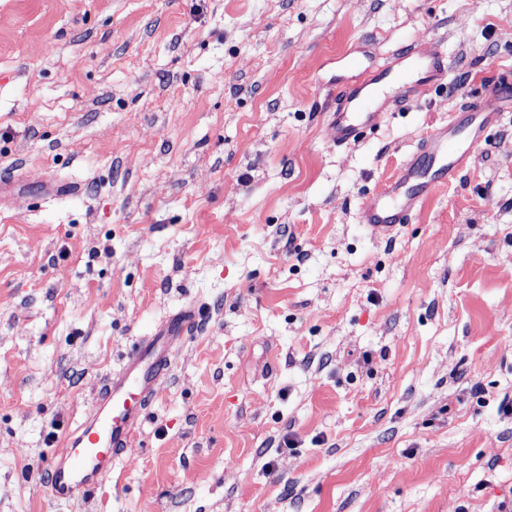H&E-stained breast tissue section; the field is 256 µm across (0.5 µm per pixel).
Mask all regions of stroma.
I'll use <instances>...</instances> for the list:
<instances>
[{
    "label": "stroma",
    "instance_id": "obj_1",
    "mask_svg": "<svg viewBox=\"0 0 512 512\" xmlns=\"http://www.w3.org/2000/svg\"><path fill=\"white\" fill-rule=\"evenodd\" d=\"M411 42L447 85L330 146L347 58ZM504 65L512 0H0V512H92L48 458L187 306L99 512L512 508V114L411 223L359 221Z\"/></svg>",
    "mask_w": 512,
    "mask_h": 512
}]
</instances>
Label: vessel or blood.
Masks as SVG:
<instances>
[{
    "label": "vessel or blood",
    "instance_id": "b4317fda",
    "mask_svg": "<svg viewBox=\"0 0 512 512\" xmlns=\"http://www.w3.org/2000/svg\"><path fill=\"white\" fill-rule=\"evenodd\" d=\"M350 65L363 79L337 86L327 114V141L337 148L355 144L390 113L415 106L418 89L441 86L445 74L442 57L416 43L398 48L382 62L370 65L357 56ZM473 111V116L428 129L392 180L364 203L361 223L375 233L392 231L408 223L440 189L455 184L485 127L501 113L512 112V75L497 77ZM197 326L194 308H183L143 338L122 367L105 378L80 424L68 431L65 451L47 472L46 486L55 499L66 501L97 490L111 475L113 461L129 455L157 381L169 373L177 348Z\"/></svg>",
    "mask_w": 512,
    "mask_h": 512
}]
</instances>
